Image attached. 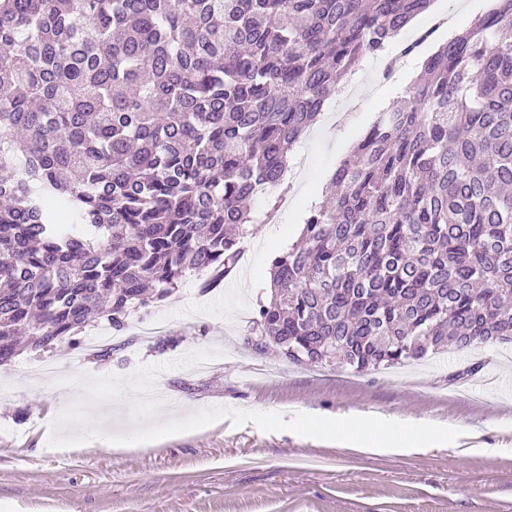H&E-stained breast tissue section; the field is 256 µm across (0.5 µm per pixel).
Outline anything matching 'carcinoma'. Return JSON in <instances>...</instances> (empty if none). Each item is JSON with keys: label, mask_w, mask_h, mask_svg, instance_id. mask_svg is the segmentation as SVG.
<instances>
[{"label": "carcinoma", "mask_w": 512, "mask_h": 512, "mask_svg": "<svg viewBox=\"0 0 512 512\" xmlns=\"http://www.w3.org/2000/svg\"><path fill=\"white\" fill-rule=\"evenodd\" d=\"M432 0H0V366L219 286L246 201ZM424 62L274 255L255 348L356 371L512 342V0ZM493 48H488V44Z\"/></svg>", "instance_id": "1"}]
</instances>
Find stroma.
<instances>
[{"mask_svg": "<svg viewBox=\"0 0 512 512\" xmlns=\"http://www.w3.org/2000/svg\"><path fill=\"white\" fill-rule=\"evenodd\" d=\"M494 0H433L399 38L436 15L457 21L380 85L369 63L351 80L357 110L296 143L295 185L255 196L254 222L235 270L207 290L194 275L160 303L132 311L104 357L56 343L0 366V512H512V344L478 345L423 361L355 371L296 364L248 345L269 294L272 254L301 234L341 160L381 112L406 99L425 59ZM166 323L143 340L141 327ZM70 383L41 379L46 363ZM436 430L413 448L340 444V421ZM103 427L132 451L98 450Z\"/></svg>", "mask_w": 512, "mask_h": 512, "instance_id": "stroma-1", "label": "stroma"}]
</instances>
